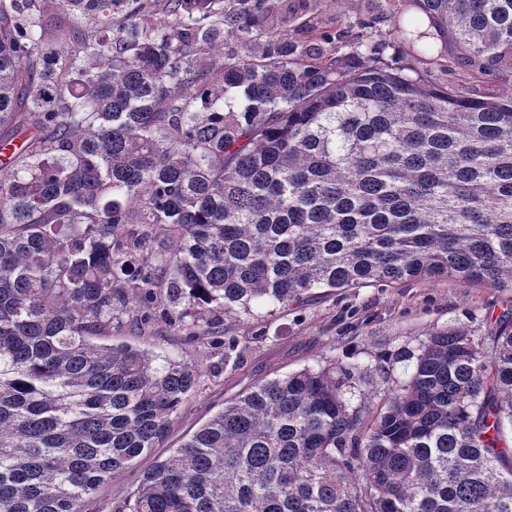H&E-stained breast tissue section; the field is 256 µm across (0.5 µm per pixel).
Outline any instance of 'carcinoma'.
I'll use <instances>...</instances> for the list:
<instances>
[{"instance_id": "carcinoma-1", "label": "carcinoma", "mask_w": 512, "mask_h": 512, "mask_svg": "<svg viewBox=\"0 0 512 512\" xmlns=\"http://www.w3.org/2000/svg\"><path fill=\"white\" fill-rule=\"evenodd\" d=\"M386 4L341 53L288 0H0V512H86L163 447L201 373L114 339L158 307L204 341L315 290L512 289V0ZM359 374L243 389L117 512H512V313L352 407Z\"/></svg>"}]
</instances>
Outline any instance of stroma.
<instances>
[{
  "label": "stroma",
  "instance_id": "stroma-1",
  "mask_svg": "<svg viewBox=\"0 0 512 512\" xmlns=\"http://www.w3.org/2000/svg\"><path fill=\"white\" fill-rule=\"evenodd\" d=\"M306 15L371 41L387 32L390 20L385 0H306ZM367 20L368 28L349 27V20ZM512 307V290L466 285L448 280H408L371 285L328 295L315 294L287 308L256 306L247 314L225 319L226 335L236 337L242 357L224 362V348L173 336L164 321H156L151 340L201 372V383L173 417L165 447L141 456L133 470L100 489L88 512H111L140 472L168 455L188 435L249 385L305 367L332 363L355 364L367 375L347 390L352 406L374 391L403 381L428 332L463 324L482 335L491 321Z\"/></svg>",
  "mask_w": 512,
  "mask_h": 512
}]
</instances>
